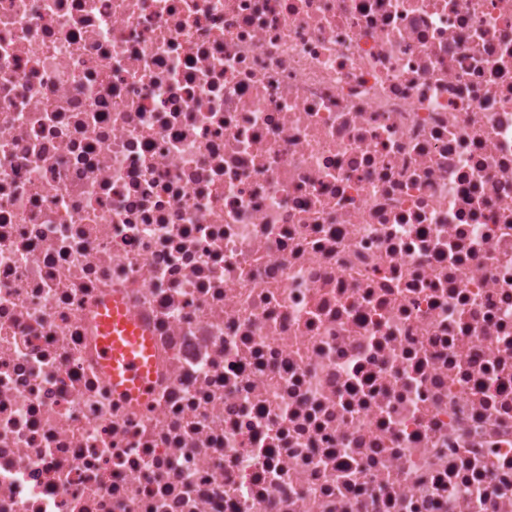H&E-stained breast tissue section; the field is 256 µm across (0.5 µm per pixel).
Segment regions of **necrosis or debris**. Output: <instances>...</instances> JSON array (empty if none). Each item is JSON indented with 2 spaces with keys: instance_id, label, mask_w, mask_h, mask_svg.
Instances as JSON below:
<instances>
[{
  "instance_id": "4bbe7bcc",
  "label": "necrosis or debris",
  "mask_w": 512,
  "mask_h": 512,
  "mask_svg": "<svg viewBox=\"0 0 512 512\" xmlns=\"http://www.w3.org/2000/svg\"><path fill=\"white\" fill-rule=\"evenodd\" d=\"M0 512H512V0H0ZM98 313V359L110 376L113 394L134 402L146 400L154 378L150 334L118 296L107 297Z\"/></svg>"
}]
</instances>
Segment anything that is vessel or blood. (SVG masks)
I'll use <instances>...</instances> for the list:
<instances>
[{
  "label": "vessel or blood",
  "instance_id": "obj_1",
  "mask_svg": "<svg viewBox=\"0 0 512 512\" xmlns=\"http://www.w3.org/2000/svg\"><path fill=\"white\" fill-rule=\"evenodd\" d=\"M97 352L112 381V392L134 402L146 400L154 378V352L137 315L116 296L98 307Z\"/></svg>",
  "mask_w": 512,
  "mask_h": 512
}]
</instances>
